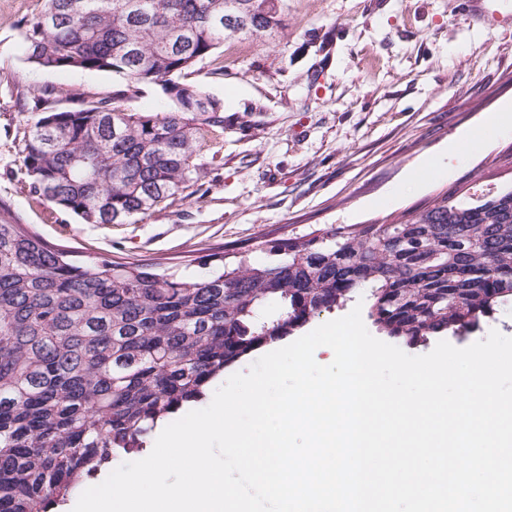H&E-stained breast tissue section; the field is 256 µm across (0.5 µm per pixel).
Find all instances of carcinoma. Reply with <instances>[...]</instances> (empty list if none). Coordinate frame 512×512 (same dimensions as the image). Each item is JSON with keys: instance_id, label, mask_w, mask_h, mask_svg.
Here are the masks:
<instances>
[{"instance_id": "1", "label": "carcinoma", "mask_w": 512, "mask_h": 512, "mask_svg": "<svg viewBox=\"0 0 512 512\" xmlns=\"http://www.w3.org/2000/svg\"><path fill=\"white\" fill-rule=\"evenodd\" d=\"M43 0L21 22L44 70L112 72L110 96L45 87L26 139L31 190L86 224L144 219L200 172L224 105L185 81L224 43L268 42L288 0ZM161 83L173 106L127 105ZM398 231V258L373 244ZM451 246L444 266L431 244ZM367 290V317L407 342L465 337L512 303V186L477 198L457 183L393 224L326 225L210 261L198 275L74 260L0 222V512H51L103 468L140 452L158 422L202 399L224 370ZM278 307L261 320L262 304Z\"/></svg>"}]
</instances>
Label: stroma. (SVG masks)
Wrapping results in <instances>:
<instances>
[{
	"label": "stroma",
	"instance_id": "35a3bbf8",
	"mask_svg": "<svg viewBox=\"0 0 512 512\" xmlns=\"http://www.w3.org/2000/svg\"><path fill=\"white\" fill-rule=\"evenodd\" d=\"M42 0H0V220L28 225L75 258L198 272L209 255L328 224H388L472 174L512 182V31L470 24L455 0H288L271 44L235 43L188 77L224 105L201 144L199 179L131 224H86L30 189L22 163L46 86L106 96L124 79L28 63L21 20Z\"/></svg>",
	"mask_w": 512,
	"mask_h": 512
}]
</instances>
